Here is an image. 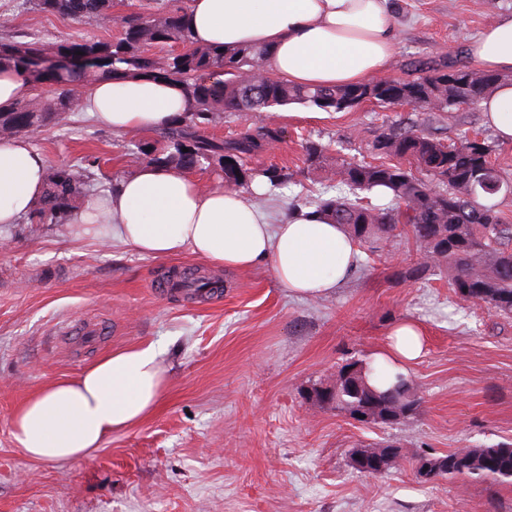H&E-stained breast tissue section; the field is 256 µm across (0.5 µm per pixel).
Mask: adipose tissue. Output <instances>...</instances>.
I'll return each mask as SVG.
<instances>
[{
	"label": "adipose tissue",
	"instance_id": "1",
	"mask_svg": "<svg viewBox=\"0 0 512 512\" xmlns=\"http://www.w3.org/2000/svg\"><path fill=\"white\" fill-rule=\"evenodd\" d=\"M200 44L267 46L268 66L298 86H344L381 73L396 45L388 0H185ZM475 69L503 74L479 107L497 139L512 142V13H500L474 39ZM80 109L117 134L167 127L189 109L180 83L128 76L81 85ZM46 161L28 141L0 138V227L22 221L44 189ZM249 191L201 188L187 174L140 165L116 189L85 202L72 217L79 237L116 239L153 257L190 252L213 266L250 270L269 265L280 287L299 298L333 294L356 269L357 242L329 211L315 206L273 215ZM424 329L393 323L370 362L392 381L423 353ZM166 374L154 345L113 353L72 380L30 396L12 415L17 448L36 461H66L99 448L112 432L141 421L156 404Z\"/></svg>",
	"mask_w": 512,
	"mask_h": 512
}]
</instances>
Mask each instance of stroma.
Wrapping results in <instances>:
<instances>
[{"mask_svg":"<svg viewBox=\"0 0 512 512\" xmlns=\"http://www.w3.org/2000/svg\"><path fill=\"white\" fill-rule=\"evenodd\" d=\"M396 47L384 75L409 78L417 59L455 57L512 0H394ZM80 25L0 0V37L51 41ZM411 107L364 103L327 113L293 104L228 113L212 134L243 124L284 131L278 149L251 166L287 167L289 184L260 203L290 212L296 195L319 191L301 144L335 158L373 161L369 145ZM29 140L47 165L97 158L89 196L117 188L134 170L129 135L97 126L83 112ZM0 512H512V483L421 482L415 460L466 446L512 442V317L456 298L447 279L399 281L421 250L408 235L361 257L353 277L318 300L288 294L269 266L241 272L185 254L153 258L120 242L77 238L68 224L22 222L0 230ZM198 269L217 292L170 288L174 270ZM402 319L420 322L424 356L408 374L420 415L385 427L361 425L307 397L350 361L369 362ZM102 333L78 338L82 326ZM155 344L167 384L139 424L112 433L88 456L32 462L10 433L14 411L60 378L78 377L113 352ZM385 440L406 457L382 474L355 470L353 448Z\"/></svg>","mask_w":512,"mask_h":512,"instance_id":"stroma-1","label":"stroma"}]
</instances>
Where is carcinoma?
I'll use <instances>...</instances> for the list:
<instances>
[{"instance_id":"obj_1","label":"carcinoma","mask_w":512,"mask_h":512,"mask_svg":"<svg viewBox=\"0 0 512 512\" xmlns=\"http://www.w3.org/2000/svg\"><path fill=\"white\" fill-rule=\"evenodd\" d=\"M27 2L92 30L116 24L122 34L113 40L88 35L47 43L19 36L0 39V69L24 72L29 59L52 51L74 57L79 52L100 53L105 59L91 71L73 70L63 78L46 75L43 83L53 87V97L46 102L28 99L0 105V134L27 135L66 122L73 114L69 85L75 82L129 75L172 79L183 85L190 111L154 131V138L133 142L126 152L130 162L181 172L208 169L229 189L245 188L259 176L278 187L290 181L288 170L251 168L247 163L282 142L280 127L247 125L224 139L209 137L205 131L221 122L226 112H262L291 104L326 112L351 111L370 101L386 107L410 106L414 117L391 123L375 135L372 149L377 162L356 161L338 150L336 161L326 165L325 147L306 140L302 149L308 168L323 172L322 181L336 195L326 199L308 195L301 205L329 210L334 221L345 225L358 245L371 252L397 229L406 230L421 248L422 260L396 272L398 279L443 275L460 299L512 316V223L499 208L498 193L482 188L485 175L507 185L491 161L494 146L466 131L454 138L437 134L445 114L475 107L491 95L498 75L477 72L457 60L419 59L412 64L415 77L410 80L371 78L345 87H299L269 72L267 47L222 50L196 44L181 5L159 7L146 15L117 16L112 0ZM152 45H178L181 50L157 57L146 50ZM89 186L83 161L48 168L31 219L41 224L69 223ZM377 187L390 190L389 205L380 207L369 200ZM309 398L343 414L368 406L395 425L416 418L422 406L408 376L398 374L388 388L380 389L371 383L367 364L359 361L345 365L334 384L313 388ZM441 459L444 478L512 480V443L459 448Z\"/></svg>"}]
</instances>
